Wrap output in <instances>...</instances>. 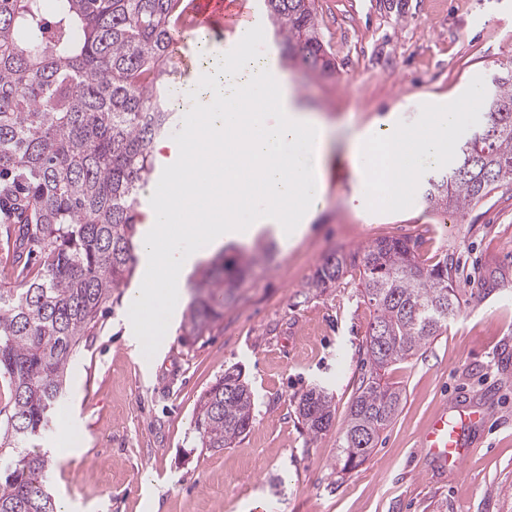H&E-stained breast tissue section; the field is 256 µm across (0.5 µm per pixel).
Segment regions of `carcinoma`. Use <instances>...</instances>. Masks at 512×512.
<instances>
[{
    "instance_id": "carcinoma-1",
    "label": "carcinoma",
    "mask_w": 512,
    "mask_h": 512,
    "mask_svg": "<svg viewBox=\"0 0 512 512\" xmlns=\"http://www.w3.org/2000/svg\"><path fill=\"white\" fill-rule=\"evenodd\" d=\"M282 60L309 80L335 77L314 0H262ZM184 0H0V224L12 255L0 269V377L10 411L0 447V512H58L45 485L51 466L36 448L55 415L64 377L99 311L134 273L139 196L155 175L154 139L173 123L180 84ZM480 121L448 172L424 199L461 211L512 184V67L491 71ZM256 254L221 257L204 271L181 326L194 344L224 317ZM351 269L373 310L370 364L336 440L340 471L358 467L399 410L402 389L388 369L415 356L459 309L453 265L421 262L418 241L384 238L349 255H328L308 287L333 288ZM254 401L240 374L226 372L202 397L194 422L201 447L229 448L249 430ZM335 408L310 388L298 418L315 436Z\"/></svg>"
}]
</instances>
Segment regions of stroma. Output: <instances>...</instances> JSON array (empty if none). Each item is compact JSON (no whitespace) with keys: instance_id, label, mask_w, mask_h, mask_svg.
Wrapping results in <instances>:
<instances>
[{"instance_id":"1","label":"stroma","mask_w":512,"mask_h":512,"mask_svg":"<svg viewBox=\"0 0 512 512\" xmlns=\"http://www.w3.org/2000/svg\"><path fill=\"white\" fill-rule=\"evenodd\" d=\"M336 62L332 80L307 82L280 67L291 107L334 129L325 193L304 230L253 225L227 245L274 243L195 345L174 317L152 358L125 330L127 288L113 291L84 337L63 398L40 449L52 452L73 423L74 453L54 455L47 486L74 512H512V184L483 203L442 215L427 208L422 171L403 205H363L343 145L356 131L392 119L409 128L465 101L512 58V0H316ZM387 237L419 240L420 258L456 263L460 310L447 330L387 380L404 392L392 423L365 462L341 474L336 438L368 368L364 343L372 311L357 276L324 292L308 283L325 257ZM241 372L254 398L249 431L227 449L200 447L194 419L201 396L225 371ZM334 395L327 432L312 436L296 407L314 385ZM458 399L490 410L461 472L438 474L418 451L421 432Z\"/></svg>"}]
</instances>
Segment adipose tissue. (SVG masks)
<instances>
[{"label": "adipose tissue", "instance_id": "1", "mask_svg": "<svg viewBox=\"0 0 512 512\" xmlns=\"http://www.w3.org/2000/svg\"><path fill=\"white\" fill-rule=\"evenodd\" d=\"M458 112V107H449L438 113L434 126L413 131L389 121L382 128L356 132L348 142V152L361 198L371 199L381 188L403 193L420 172L436 166L451 150Z\"/></svg>", "mask_w": 512, "mask_h": 512}]
</instances>
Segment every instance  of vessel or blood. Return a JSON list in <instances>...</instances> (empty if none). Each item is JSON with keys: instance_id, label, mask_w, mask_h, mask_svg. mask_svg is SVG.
I'll list each match as a JSON object with an SVG mask.
<instances>
[{"instance_id": "obj_1", "label": "vessel or blood", "mask_w": 512, "mask_h": 512, "mask_svg": "<svg viewBox=\"0 0 512 512\" xmlns=\"http://www.w3.org/2000/svg\"><path fill=\"white\" fill-rule=\"evenodd\" d=\"M186 12L191 18V30L223 32L224 46L228 49L235 47L249 29L264 21L258 0H190ZM487 420L485 412L450 402L422 434L419 449L441 471L461 469L473 451L470 431L485 426Z\"/></svg>"}]
</instances>
